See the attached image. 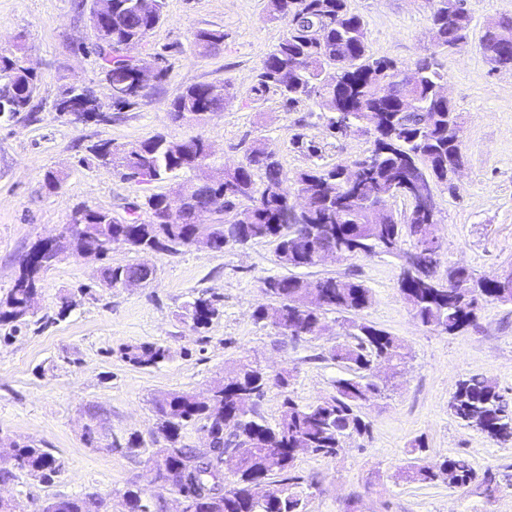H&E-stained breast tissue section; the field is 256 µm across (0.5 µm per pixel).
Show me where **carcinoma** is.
Masks as SVG:
<instances>
[{
    "instance_id": "obj_1",
    "label": "carcinoma",
    "mask_w": 512,
    "mask_h": 512,
    "mask_svg": "<svg viewBox=\"0 0 512 512\" xmlns=\"http://www.w3.org/2000/svg\"><path fill=\"white\" fill-rule=\"evenodd\" d=\"M431 15V30L437 45H463L468 42L471 17L464 0H436ZM111 13L95 33L94 50L103 62L106 79L112 89V106L121 111L138 103L132 93L140 82L130 50L140 45L157 26L165 0H159L155 15H144L137 0H108ZM269 12L288 22V33L278 46L266 53L253 91L258 96L277 95L292 108L304 99H314L327 117V127L336 126L338 112L377 124L379 135L371 149L373 163L363 169L359 179L347 185L341 166H316L298 173L295 183L311 200L307 214L299 219L292 206L286 177L276 154L265 141L256 140L246 150L245 162L232 180L224 170L202 166L210 160L206 139L194 136L180 148L156 136L140 144L102 141L90 147L91 159L112 168L128 180L147 175L158 180L178 171L208 175L210 191L224 189L236 200H247L248 222L222 219L220 224L198 226L192 223L195 210L208 204L207 192L196 190L180 205H173L171 224H141L132 217L121 222L107 212L83 209L84 222L64 225L74 236L64 237L57 251L63 253L92 250L102 259L116 245L134 251L165 250L174 253L192 245L197 236L214 240L215 250L225 244L246 245L254 241L274 240L277 256L288 255L287 269L317 264V255L330 245L346 260L377 254L400 259V291L420 322L441 333L455 334L470 326L481 304L512 302V284L483 282L464 269L448 270V287L441 288L435 278L440 242L435 240L429 217L408 214L404 224L393 223L390 202L403 196L400 190L404 165L413 159L429 164L439 179L448 176V164L461 152L460 143L448 136V128L457 125L460 116L454 107L437 97L443 76L429 58L415 64L418 78L407 83L399 78L402 70L387 59L370 53L363 19L351 12L347 0H267ZM511 26L512 17L489 21L479 39L482 55L497 65L512 69V48L505 50L497 42L498 26ZM201 55L216 51L224 43V31L203 29L193 34ZM24 54L21 45L11 52L0 51V113L15 115L28 111L32 98L28 88L36 84V75L7 60ZM347 63L335 88L323 82L326 68ZM389 84L398 93L418 102L415 113H401L381 89ZM234 97L226 82L191 85L172 103L174 119L184 112H221ZM263 172L256 185L254 171ZM295 230L285 235L286 225ZM414 249L406 250V239ZM55 265L54 254L45 253L23 262L6 300L0 303V323L13 329L35 314L31 297L38 294L43 274ZM109 285L128 279L150 280L135 264L104 268ZM314 288L322 304L302 308L309 289ZM265 294L275 304H261L255 320L271 327L277 335L288 337L300 331L309 335L322 324L329 311L357 315L368 308L371 294L362 283L347 276L326 277L309 282L297 276L271 277L265 281ZM193 326L204 327L216 315L209 298L199 297L188 305ZM350 341L342 344V359L350 373L334 382L330 398L302 406L286 396L278 422L271 426L257 407L270 381L288 387L282 374L270 378L267 372L243 356L231 369V378L220 376L212 382L210 399L196 400L189 392H162L154 400L159 430L167 446L152 452L158 488L181 493L184 512H307L308 492L302 478L295 474V448L306 445L314 453L334 456L347 436L369 433V422L361 416L365 403L381 393L380 385L370 379L376 359L388 362L392 375L400 373L405 359L404 345L389 332L368 321H348ZM167 356L156 343H141L123 348V358L134 366L151 367ZM451 414L463 425L478 430L498 442L512 441V406L495 380L474 375L461 381L449 400ZM200 422L214 434L212 444L189 448L182 444V431L190 423ZM18 467L27 469L45 481L52 480L62 464L48 450L32 444L13 445ZM236 477L224 484V471ZM279 477L277 490L269 489L270 479ZM398 478L408 482L442 483L464 489L480 482L486 490L499 488L496 474L490 470L479 475L460 457L428 461L422 457L400 468ZM155 494L145 489H128L122 495L123 512H152ZM43 512H112L110 500L97 494L60 499L48 503Z\"/></svg>"
}]
</instances>
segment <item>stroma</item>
Here are the masks:
<instances>
[{
  "instance_id": "stroma-1",
  "label": "stroma",
  "mask_w": 512,
  "mask_h": 512,
  "mask_svg": "<svg viewBox=\"0 0 512 512\" xmlns=\"http://www.w3.org/2000/svg\"><path fill=\"white\" fill-rule=\"evenodd\" d=\"M366 23L374 57L410 69L434 55L448 98L461 114L464 166L436 184L442 242L438 276L464 268L497 278L512 272V71H491L479 48L484 23L512 15V0H465L472 18L467 45L448 49L432 38L433 0H348ZM221 28L224 43L213 55H199L195 31ZM285 20L273 17L267 0H166L163 18L137 46L135 57H164L167 77L132 108L112 107V91L95 41L89 10L79 0H0V50L22 37L37 74L34 109L0 117V300L13 288L30 248L58 234L82 208L126 216L132 203L168 195L193 180L180 171L150 183L124 179L87 158L90 146L105 140L135 144L157 135L208 140L213 166H236L253 140L278 153L287 176L320 164L347 165L368 154L372 137L358 130L332 137L314 100L284 107L279 97L256 96L253 87L265 53L286 35ZM226 82L231 103L199 124L173 121L171 101L186 87ZM70 86L91 87L109 122L72 123L53 105ZM318 145L320 156L293 145L295 136ZM65 175L57 190L44 186L47 171ZM146 262L155 269L150 284L110 288L101 280L106 266ZM269 240L221 251L183 247L176 253H141L117 246L102 259L67 257L43 276L36 313L19 330L0 324V498L21 512H41L48 502L85 493L112 501L123 512L130 487L153 489L149 457L165 447L152 405L155 395L188 391L206 395L211 381L246 356L269 374L289 373L287 387L272 384L258 409L276 423L285 396L309 405L334 393L347 367L329 350L347 338L342 315L326 313L316 338H283L257 322L266 303L264 282L284 275ZM400 268L388 255L329 260L298 269L304 280L350 276L370 291L364 319L401 339L402 371L362 413L370 432L347 441L325 457L303 452L296 473L311 482L307 512H512V443H500L455 419L448 401L459 381L483 375L512 399V304L481 306L474 325L453 335L423 326L398 287ZM218 295V312L203 328L193 327L188 303ZM71 308L59 316L61 297ZM156 342L166 358L151 368L123 359L128 345ZM98 411V432L88 436L90 411ZM424 440L432 460L462 457L477 472L493 470L500 492L487 496L471 485L397 480ZM50 449L62 470L45 483L17 468L11 442Z\"/></svg>"
}]
</instances>
